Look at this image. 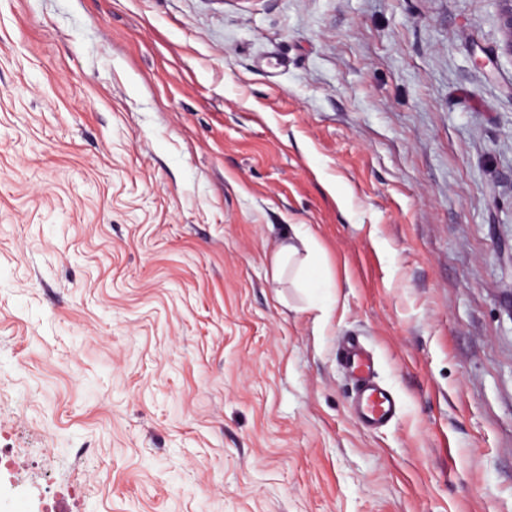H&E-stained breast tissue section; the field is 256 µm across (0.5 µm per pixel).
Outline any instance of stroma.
<instances>
[{"label":"stroma","mask_w":512,"mask_h":512,"mask_svg":"<svg viewBox=\"0 0 512 512\" xmlns=\"http://www.w3.org/2000/svg\"><path fill=\"white\" fill-rule=\"evenodd\" d=\"M499 12L0 0V512H512ZM293 229V236L283 242L273 256L274 276L281 281L285 274H293L297 283L308 287L318 273L319 247L316 239L308 229ZM300 244L301 248L298 246ZM346 362L358 382L355 413L365 428H377L388 423L397 412L393 395L374 383L371 356L355 344L347 348Z\"/></svg>","instance_id":"35a3bbf8"}]
</instances>
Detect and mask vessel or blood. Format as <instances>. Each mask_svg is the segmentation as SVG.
<instances>
[{
  "mask_svg": "<svg viewBox=\"0 0 512 512\" xmlns=\"http://www.w3.org/2000/svg\"><path fill=\"white\" fill-rule=\"evenodd\" d=\"M346 362L358 382L355 413L362 426L377 428L388 423L397 412L393 395L374 383L371 356L357 345L347 349Z\"/></svg>",
  "mask_w": 512,
  "mask_h": 512,
  "instance_id": "1",
  "label": "vessel or blood"
}]
</instances>
